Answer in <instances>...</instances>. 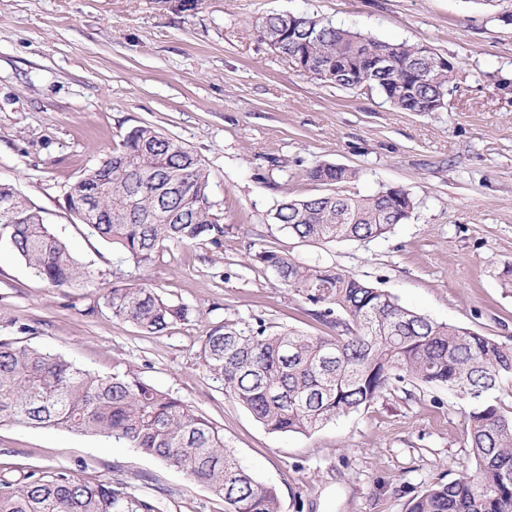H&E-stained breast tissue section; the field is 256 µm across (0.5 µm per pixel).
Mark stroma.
<instances>
[{"label":"stroma","instance_id":"obj_1","mask_svg":"<svg viewBox=\"0 0 512 512\" xmlns=\"http://www.w3.org/2000/svg\"><path fill=\"white\" fill-rule=\"evenodd\" d=\"M512 0H0V183L40 210L90 273L52 287L0 248V339L92 373L134 369L224 431L280 512H406L409 500L473 467L467 399L396 386L310 434H276L203 371L205 332L263 318L273 329H328L250 255L263 247L331 264L440 323L512 345ZM315 15L383 40L419 43L459 71L448 107L404 112L375 90L301 74L261 41L256 18ZM150 124L197 154L224 219V247L173 246L143 271L64 203L71 182ZM357 170L340 192L400 187L410 217L385 236L301 242L268 218L287 197L321 193L307 170ZM140 279L187 306L188 321L149 335L113 317V287ZM65 470L121 482L162 512H224L183 472L110 439L0 426V479Z\"/></svg>","mask_w":512,"mask_h":512}]
</instances>
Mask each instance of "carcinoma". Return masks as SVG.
Masks as SVG:
<instances>
[{"mask_svg":"<svg viewBox=\"0 0 512 512\" xmlns=\"http://www.w3.org/2000/svg\"><path fill=\"white\" fill-rule=\"evenodd\" d=\"M261 40L300 71L325 83L379 91L395 108L440 112L454 66L429 68L420 45L391 42L335 26L315 16L274 13L255 21ZM389 55L396 69L363 76L350 65ZM307 177L327 191L285 198L272 223L315 244L369 241L389 232L394 214L414 210L406 190L363 197L336 185L357 172L321 163ZM67 209L83 213L89 200L100 211L89 225L136 269L155 264L174 245L224 248V225L211 200L210 174L189 148L154 126L131 127L112 156L68 186ZM0 245L52 286L73 285L90 273L50 232L28 204L0 213ZM281 284L312 306V315L336 335L273 330L264 319L226 320L206 331L199 358L222 383L224 395L247 409L266 430L309 434L338 417L370 406L397 382L446 387L466 397L475 471L413 497L407 512H512V415L495 404L503 380L512 379V346L400 305L385 291L327 264H307L272 247L251 255ZM112 315L147 334L188 319L153 287L127 282L105 297ZM0 423L53 427L122 442L175 467L224 499V512H280L277 490L259 483L224 440V432L181 399L129 369L103 376L64 358L0 340ZM0 512H160L156 501L120 482H85L65 470L0 480Z\"/></svg>","mask_w":512,"mask_h":512,"instance_id":"cac0c4a2","label":"carcinoma"}]
</instances>
